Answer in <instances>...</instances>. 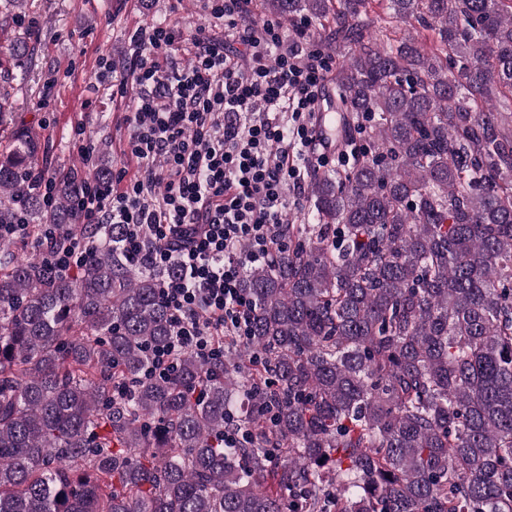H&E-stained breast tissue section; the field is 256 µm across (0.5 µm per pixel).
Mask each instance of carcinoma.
Listing matches in <instances>:
<instances>
[{
  "label": "carcinoma",
  "instance_id": "carcinoma-1",
  "mask_svg": "<svg viewBox=\"0 0 512 512\" xmlns=\"http://www.w3.org/2000/svg\"><path fill=\"white\" fill-rule=\"evenodd\" d=\"M265 10L330 33L336 113L372 148L314 174L215 359L146 376L159 276L123 225L78 223L82 181L44 205L30 137L0 153V224L92 241L70 275L0 241V512H512V0Z\"/></svg>",
  "mask_w": 512,
  "mask_h": 512
}]
</instances>
